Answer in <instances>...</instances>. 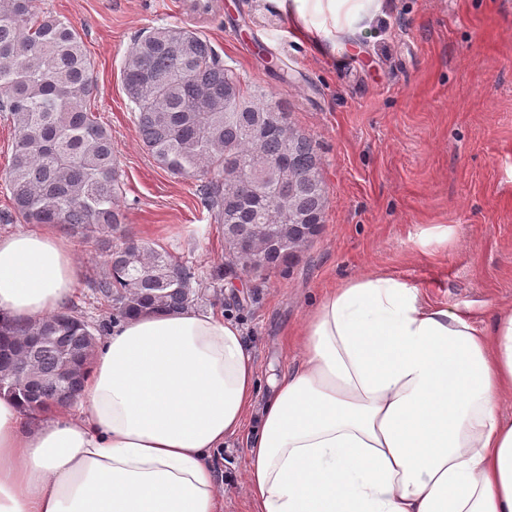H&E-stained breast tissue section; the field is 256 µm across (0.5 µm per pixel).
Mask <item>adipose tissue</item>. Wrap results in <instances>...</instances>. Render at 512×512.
<instances>
[{
  "label": "adipose tissue",
  "instance_id": "obj_1",
  "mask_svg": "<svg viewBox=\"0 0 512 512\" xmlns=\"http://www.w3.org/2000/svg\"><path fill=\"white\" fill-rule=\"evenodd\" d=\"M343 50L384 0H274ZM72 242L0 235V316L35 324L78 282ZM265 402L240 328L193 308L114 327L68 406L0 395V512H221L214 450L246 437L255 512H512V308L488 326L368 274L304 322Z\"/></svg>",
  "mask_w": 512,
  "mask_h": 512
}]
</instances>
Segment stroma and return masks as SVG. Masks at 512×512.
Listing matches in <instances>:
<instances>
[{"label":"stroma","instance_id":"1","mask_svg":"<svg viewBox=\"0 0 512 512\" xmlns=\"http://www.w3.org/2000/svg\"><path fill=\"white\" fill-rule=\"evenodd\" d=\"M36 0L67 18L94 65L89 106L112 131L127 233L191 262L201 278L224 261V230L199 193L206 173L172 175L144 148L128 111L121 65L139 30L183 24L206 36L244 81L279 101L315 142L327 203L320 233L278 267L230 272L197 303L237 324L258 397L297 369L296 332L326 288L384 273L434 305L469 314L512 307V0H387L359 50L322 54L297 39L271 0ZM14 130L0 112V232ZM70 300L90 322L108 318L88 282L105 257L76 243ZM223 512H251L244 437L212 455Z\"/></svg>","mask_w":512,"mask_h":512}]
</instances>
